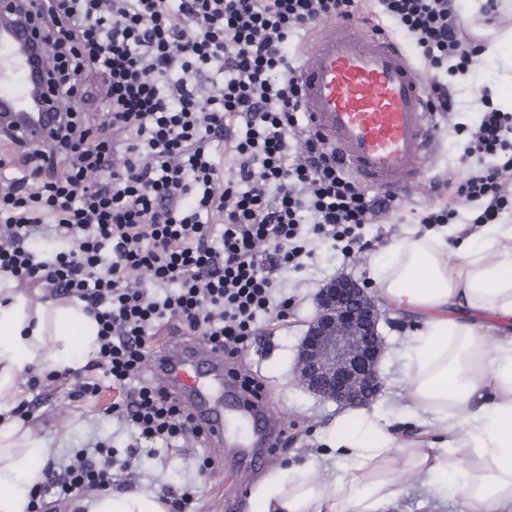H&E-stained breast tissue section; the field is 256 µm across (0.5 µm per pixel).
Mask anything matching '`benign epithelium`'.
Segmentation results:
<instances>
[{
  "instance_id": "1",
  "label": "benign epithelium",
  "mask_w": 512,
  "mask_h": 512,
  "mask_svg": "<svg viewBox=\"0 0 512 512\" xmlns=\"http://www.w3.org/2000/svg\"><path fill=\"white\" fill-rule=\"evenodd\" d=\"M382 316L376 295L355 280L338 277L320 289L314 318L298 348L296 380L339 405H371L382 388Z\"/></svg>"
}]
</instances>
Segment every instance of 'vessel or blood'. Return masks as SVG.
I'll use <instances>...</instances> for the list:
<instances>
[{
	"label": "vessel or blood",
	"instance_id": "1",
	"mask_svg": "<svg viewBox=\"0 0 512 512\" xmlns=\"http://www.w3.org/2000/svg\"><path fill=\"white\" fill-rule=\"evenodd\" d=\"M297 80L310 127L335 149L362 186L393 195L421 181L434 153L426 78L401 46L367 23L318 22ZM29 54L19 31L0 36V101L29 98ZM160 389L178 392L210 442L223 444L230 422L268 421L260 405H228L234 389L224 360L204 341L167 342L153 365Z\"/></svg>",
	"mask_w": 512,
	"mask_h": 512
}]
</instances>
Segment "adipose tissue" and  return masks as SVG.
<instances>
[{
    "label": "adipose tissue",
    "instance_id": "adipose-tissue-1",
    "mask_svg": "<svg viewBox=\"0 0 512 512\" xmlns=\"http://www.w3.org/2000/svg\"><path fill=\"white\" fill-rule=\"evenodd\" d=\"M461 225L393 240L375 276L376 295L421 328L396 353L407 383L402 437L379 410L337 416L329 445L337 469L317 477V460L268 472L247 512H388L399 475L428 479L432 497L461 498L467 512H512V224H486L466 244ZM492 317V335L482 333ZM98 324L81 305L33 301L0 275V512H31L47 448L9 412L28 371L63 372L97 347ZM162 492L106 491L92 512H169Z\"/></svg>",
    "mask_w": 512,
    "mask_h": 512
}]
</instances>
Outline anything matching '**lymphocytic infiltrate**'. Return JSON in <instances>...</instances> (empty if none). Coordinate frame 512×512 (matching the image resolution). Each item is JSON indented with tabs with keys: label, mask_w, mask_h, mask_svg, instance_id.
Listing matches in <instances>:
<instances>
[{
	"label": "lymphocytic infiltrate",
	"mask_w": 512,
	"mask_h": 512,
	"mask_svg": "<svg viewBox=\"0 0 512 512\" xmlns=\"http://www.w3.org/2000/svg\"><path fill=\"white\" fill-rule=\"evenodd\" d=\"M412 36L436 112L454 103L448 76L468 74L473 30L498 17V0L465 17L458 0H376ZM358 0H15L41 33L50 93L76 99L32 149L0 132V272L19 287L84 304L99 324L95 355L71 396L125 390L113 416L141 435L199 436L177 398L142 376L161 326L203 336L236 354L258 314L282 318L278 272L300 269L311 236L354 250L355 231L393 211L371 197L308 126L292 39L318 21L353 19ZM480 120L456 126L462 161L478 167L452 205L428 213L448 224L472 207L478 224L512 211V113L480 89ZM64 243L44 258L34 238ZM112 451H78L46 468L41 498L110 489Z\"/></svg>",
	"instance_id": "obj_1"
}]
</instances>
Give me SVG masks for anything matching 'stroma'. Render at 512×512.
Instances as JSON below:
<instances>
[{"mask_svg":"<svg viewBox=\"0 0 512 512\" xmlns=\"http://www.w3.org/2000/svg\"><path fill=\"white\" fill-rule=\"evenodd\" d=\"M494 88L491 67L472 70L465 76L448 79L455 110L452 115H438L432 133L436 150L428 160L420 187L398 197L393 214L363 227L369 246L352 258L344 257L331 242L312 238V254L301 270H284L278 275L277 294L289 301L288 317L274 329L260 328L256 342L242 348L233 360L236 370L253 378L262 387L270 410L280 419L282 432L275 445V459L266 462V449L253 451L247 470L234 468V449L215 448L206 439H191L169 449L158 439L137 435L108 416L107 407L117 399V391L104 388L99 400L72 401L70 387L57 381L34 392L26 399L38 400L39 416L30 422L32 438L51 447L54 466L68 464L77 451L103 442L111 446L117 460H124L128 449H136L135 473H116L117 482L158 487L172 494L191 488L195 495L194 512H246L247 498L255 483L274 465L308 458L322 448L323 429L341 414L335 403L321 400L301 388L293 379L296 348L315 313V296L329 280L349 276L371 285L376 261L392 239L406 236L418 227L423 213L446 205L455 185L467 174L459 161L455 124L473 125L479 119L474 105V80ZM413 328L411 318L384 313L379 331L384 339V353L379 365L383 383L376 401L383 409L400 408L406 403V385L398 373L393 353ZM213 464L200 470L202 457Z\"/></svg>","mask_w":512,"mask_h":512,"instance_id":"35a3bbf8","label":"stroma"}]
</instances>
